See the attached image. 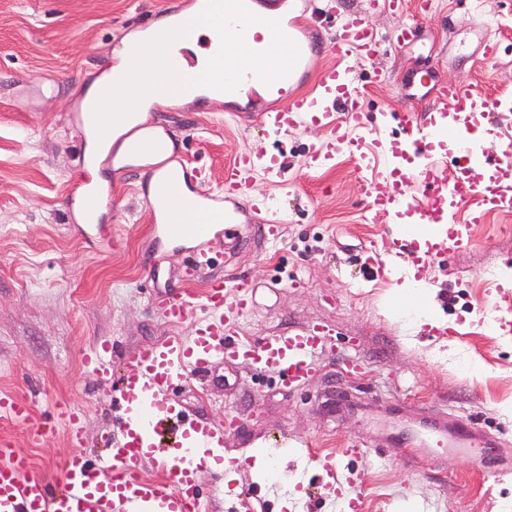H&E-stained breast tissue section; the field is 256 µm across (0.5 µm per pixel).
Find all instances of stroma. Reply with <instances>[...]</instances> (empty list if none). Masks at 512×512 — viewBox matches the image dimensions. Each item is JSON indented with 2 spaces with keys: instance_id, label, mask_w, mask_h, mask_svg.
Listing matches in <instances>:
<instances>
[{
  "instance_id": "stroma-1",
  "label": "stroma",
  "mask_w": 512,
  "mask_h": 512,
  "mask_svg": "<svg viewBox=\"0 0 512 512\" xmlns=\"http://www.w3.org/2000/svg\"><path fill=\"white\" fill-rule=\"evenodd\" d=\"M291 2V20L336 33V15L366 16L382 42L368 57L353 53L351 69L375 135H391L392 113L425 111L436 93L409 86L413 72L432 69L443 83L465 82L482 94L512 97V0H484L496 25L494 61L477 58L482 33L469 0H434L426 17L416 0L395 11L380 0H323L316 14ZM188 0H0V394L25 398L27 426L0 422L51 482L71 455L96 461L101 437L119 428L113 384L97 377L83 357L98 342L118 348L112 359L169 336L190 337L194 319L169 324L159 304L185 294L196 317L205 316L210 281L237 274L254 284L236 328L240 341L272 331L325 325L333 340L316 357L317 373L288 390L272 370L242 361H217L205 380L188 379L176 399L190 417L240 428L226 439L224 462L202 468L196 481L211 512H342L359 499L360 512H512V476L491 474L498 460L512 467V213L474 225V243L431 263L418 278L421 303L392 311L391 287L409 276L399 257L396 225L367 197L370 173L345 151L322 169L312 153L330 135L315 123L282 134L262 123L260 107L280 103L276 93L253 91V112L194 101L152 106L146 123L172 144L170 160L202 172L207 189L224 187V173L250 153L276 157L279 169L243 174L248 196L266 200L284 220L277 243L264 240L250 211L212 237L211 268L184 278L194 243L155 246L152 218L136 192L134 173L103 163V244L73 230L70 210L83 172L86 141L74 119L82 90L106 73L113 51L138 28L188 8ZM418 21L415 41L398 48V28ZM377 253L379 273L364 278L367 252ZM499 273L485 281L483 273ZM77 412L82 442L70 440L58 406ZM440 409L449 419L473 418L505 449H488L485 461L445 448L421 447L429 432L416 418ZM411 435L389 447V434ZM287 434L310 454L283 453L270 439ZM265 455H249L257 444ZM357 443L360 454L344 455ZM333 455L339 486L315 455Z\"/></svg>"
}]
</instances>
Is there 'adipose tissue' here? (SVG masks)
Segmentation results:
<instances>
[{"label":"adipose tissue","mask_w":512,"mask_h":512,"mask_svg":"<svg viewBox=\"0 0 512 512\" xmlns=\"http://www.w3.org/2000/svg\"><path fill=\"white\" fill-rule=\"evenodd\" d=\"M129 44V49L118 52L108 74L88 86L81 99L89 129L86 152L98 162L107 157L121 134L142 122L150 105L194 101L199 85L214 81L217 66L242 50L241 45L227 42L213 45L199 53L196 67L166 74L156 52L144 45L142 35L132 36ZM151 74L156 80L149 92L135 93L132 78Z\"/></svg>","instance_id":"1"}]
</instances>
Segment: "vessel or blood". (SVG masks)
I'll return each instance as SVG.
<instances>
[{
  "label": "vessel or blood",
  "instance_id": "obj_1",
  "mask_svg": "<svg viewBox=\"0 0 512 512\" xmlns=\"http://www.w3.org/2000/svg\"><path fill=\"white\" fill-rule=\"evenodd\" d=\"M254 0H226L223 16L212 23L220 37L250 42L249 54L231 56L222 85L224 94L234 97L261 84L277 90L288 100L284 108H264L268 128L288 132L305 120L322 123L331 133L326 150L316 152L314 165L331 159L343 149L359 167L378 170L369 185L372 206L386 219L401 227L403 256L417 270L435 260L447 258L469 247L471 227L485 223L492 212L512 211V152L488 157L474 144L475 134L486 131L492 112H511L512 100L489 99L472 85L457 83L442 87V105L427 123H419L412 110L395 111L396 136L368 141L353 136V128L365 127L366 117L341 59L351 53L376 55L379 42L367 19L359 14L337 19L331 39L314 40L306 29L287 27L272 16L253 10ZM179 27L153 30L148 44L171 68L184 66V54L176 46ZM275 47L287 62L269 71L266 46ZM331 48L337 62L320 69L319 91H301L314 57ZM452 142L448 156H435L438 144ZM156 132H145L131 140L119 162L121 169L139 168V192L148 206L168 192L190 194L200 202L218 207L216 224H232L236 214L223 210L224 200L243 195L241 172L264 164L245 153L224 179V192L217 195L202 188L198 169L187 165L162 168L149 164L150 153L159 151ZM276 168L277 159L266 162ZM216 224H186L175 212L167 213L163 224L153 227L156 244L167 240L195 239L199 247L193 268L209 265L206 244ZM252 284L238 278L214 281L206 291L208 317L198 320L190 339L179 336L145 346L125 360L123 374L114 388V398L125 412L119 434L107 439L108 453L96 464L78 455L69 457L62 469L60 485H53L35 472L29 459L11 438L0 437V512H202L204 504L194 491L198 468L223 460L224 438L239 424L226 416L223 424L202 425L177 406L176 390L192 376H203L218 358L242 359L260 368L278 370L289 386H300L314 368L312 357L326 350L330 336L323 326L304 327L296 332H271L254 341L236 340L238 317L248 305ZM169 321L192 318L193 304L175 295L162 302ZM112 357L108 342H101L88 355L86 365L98 376H106ZM31 417L28 401L15 395H0V420L12 425L26 424ZM433 435L450 439L459 448L481 450L494 441L470 419L449 421L440 413L425 418ZM164 453L166 476L153 481L141 478V469L155 449Z\"/></svg>",
  "mask_w": 512,
  "mask_h": 512
}]
</instances>
